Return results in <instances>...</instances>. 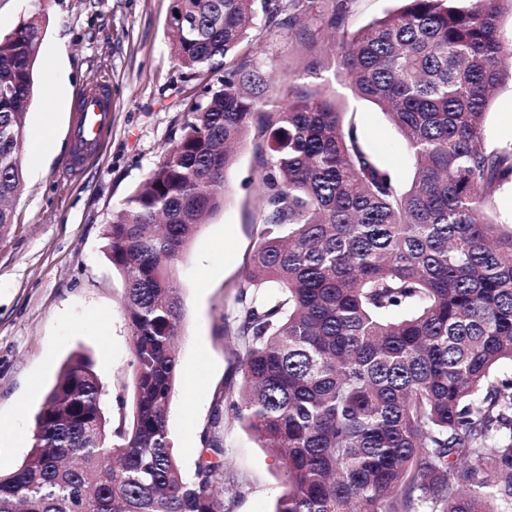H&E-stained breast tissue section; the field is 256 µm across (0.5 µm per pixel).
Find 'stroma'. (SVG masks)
Segmentation results:
<instances>
[{
    "mask_svg": "<svg viewBox=\"0 0 512 512\" xmlns=\"http://www.w3.org/2000/svg\"><path fill=\"white\" fill-rule=\"evenodd\" d=\"M173 0H0V35L41 15L42 65L26 115L29 134L52 131L39 152L23 149L25 185L15 222L0 233V472L31 448L34 419L65 361L88 355L113 423L130 413L132 340L123 310L125 279L113 268L104 237L123 200L154 170L198 99V79L174 56ZM402 0H288L283 26L257 13L244 48L248 67L269 87L308 86L353 116L361 142L400 186L414 168L381 109L356 97L339 66V43L398 12ZM112 86V132L95 161L68 177L75 98L89 80ZM487 144L512 143V83L494 93ZM258 141L247 137L226 173L221 210L200 225L175 268L184 317L179 371L169 405L173 452L193 477L201 448L219 440L229 463L224 497L231 512H276L283 469L241 423L210 425L222 390L242 382L243 350L231 331L236 287L256 241Z\"/></svg>",
    "mask_w": 512,
    "mask_h": 512,
    "instance_id": "stroma-1",
    "label": "stroma"
}]
</instances>
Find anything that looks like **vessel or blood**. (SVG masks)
<instances>
[{
    "label": "vessel or blood",
    "instance_id": "vessel-or-blood-1",
    "mask_svg": "<svg viewBox=\"0 0 512 512\" xmlns=\"http://www.w3.org/2000/svg\"><path fill=\"white\" fill-rule=\"evenodd\" d=\"M112 124V89L103 81L88 83L79 93L72 134V152L65 165L76 172L100 151Z\"/></svg>",
    "mask_w": 512,
    "mask_h": 512
}]
</instances>
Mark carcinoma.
Listing matches in <instances>:
<instances>
[{
	"label": "carcinoma",
	"mask_w": 512,
	"mask_h": 512,
	"mask_svg": "<svg viewBox=\"0 0 512 512\" xmlns=\"http://www.w3.org/2000/svg\"><path fill=\"white\" fill-rule=\"evenodd\" d=\"M257 0H174V54L204 81L181 133L105 229L133 342L130 423L112 426L92 361L71 357L0 474V512H228L224 447L193 478L168 408L184 301L171 270L224 206L235 147L259 117L257 239L233 334L243 381L212 424L245 423L282 465L276 512H508L512 507V227L488 205L512 177L489 148L491 92L512 77V0H404L340 44L351 90L379 105L416 165L407 189L353 118L308 88H269L240 53ZM43 40L0 38V233ZM224 71L215 82L207 77Z\"/></svg>",
	"instance_id": "cac0c4a2"
}]
</instances>
